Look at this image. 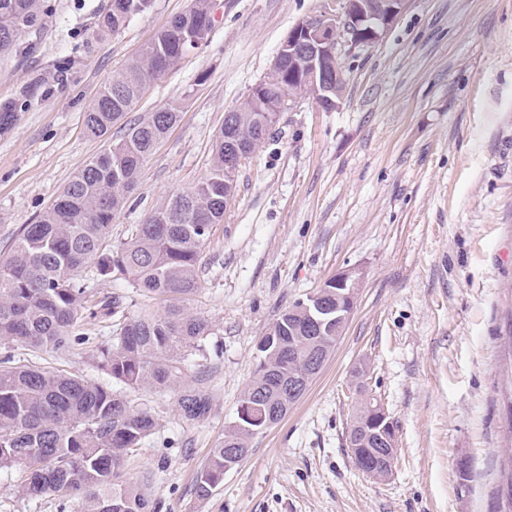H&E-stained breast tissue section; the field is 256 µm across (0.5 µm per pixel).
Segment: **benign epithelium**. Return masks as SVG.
Instances as JSON below:
<instances>
[{
    "instance_id": "7a95c632",
    "label": "benign epithelium",
    "mask_w": 512,
    "mask_h": 512,
    "mask_svg": "<svg viewBox=\"0 0 512 512\" xmlns=\"http://www.w3.org/2000/svg\"><path fill=\"white\" fill-rule=\"evenodd\" d=\"M406 3L407 0H345L343 17L324 13L292 28L283 40L271 68H277L285 54L290 60L302 59V65L310 69L307 78L318 84L317 104L326 112L333 111L341 104L345 84L341 69L327 71L331 58L337 55L338 28L355 33L351 43L356 46L374 43L393 23ZM364 277L365 272L361 268L351 267L323 283L325 288L331 284L338 288L336 310L324 306L313 310L307 302L300 304V310L314 312L311 320L317 326L323 324L324 318L333 313L336 314V323H348L356 307ZM364 403L369 413L358 412L353 415L347 433V447L353 450L373 443L380 448L378 457L381 464L365 467L363 472L373 479L386 481L393 474L396 459V429L393 420L378 400L366 398Z\"/></svg>"
}]
</instances>
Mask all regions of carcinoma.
<instances>
[{
    "mask_svg": "<svg viewBox=\"0 0 512 512\" xmlns=\"http://www.w3.org/2000/svg\"><path fill=\"white\" fill-rule=\"evenodd\" d=\"M141 0H110L99 20L114 31L141 14ZM40 0H0V53L18 52L22 37L41 26ZM212 0H192L112 76L85 113L88 136L107 147L87 163L33 224L18 230L13 246L0 253V342L21 343L32 352L62 353L86 340L87 320L105 319L112 339L96 348L97 368L130 389L179 393L187 421L210 410L206 374L188 375L181 351L211 335L208 320L183 308L131 315L127 296L100 299L83 276L89 266L97 279L126 280L136 291L160 298L185 299L199 288L202 250L214 225L224 220V157L247 159L269 134L265 113L250 100L227 113L215 137L207 174L185 191L164 199L130 238L112 246V223L138 185L144 162L177 123L180 109L169 105L134 122L128 114L145 84L173 67L190 34L213 28ZM45 78L34 76L15 97L0 102V135L17 123L20 112L39 98ZM264 97L275 101L293 91L311 95L298 72L283 64L261 80ZM120 126L122 134L112 139ZM253 377L240 398L237 418L199 467L195 492L209 497L239 462L230 449L250 446L260 429L272 424L278 408L291 407L288 384H311L305 359L322 342L305 318L283 311L263 337ZM155 428L150 411L102 384H92L63 369L41 366L5 351L0 357V471L24 465L18 488L26 497L50 493L77 497L81 512H154L145 492L149 477L135 485L124 479L129 453ZM496 496L497 512H512V447L507 451Z\"/></svg>",
    "mask_w": 512,
    "mask_h": 512,
    "instance_id": "1",
    "label": "carcinoma"
}]
</instances>
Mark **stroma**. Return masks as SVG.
I'll return each mask as SVG.
<instances>
[{
  "label": "stroma",
  "instance_id": "35a3bbf8",
  "mask_svg": "<svg viewBox=\"0 0 512 512\" xmlns=\"http://www.w3.org/2000/svg\"><path fill=\"white\" fill-rule=\"evenodd\" d=\"M110 0H43L32 52L0 57V101L67 59L65 85L0 136V252L34 223L105 147L82 129L112 74L191 0H155L119 30L98 34ZM344 0H213L208 42L150 80L134 116L174 102L183 112L143 164L112 241L209 167L224 114L268 72L284 38ZM347 82L339 109L310 98L284 110L236 175L235 198L214 225L187 301L208 319L210 411L186 423L173 392L131 390L155 429L130 453V481L150 475L158 512H495L511 396L502 337L512 309V0H408L367 46L338 39ZM350 266L366 271L334 352L286 417L205 499L195 477L235 421L279 314ZM87 344L38 363L110 384ZM366 363L357 384L352 370ZM388 411L398 436L388 481L371 479L346 447L361 393ZM470 461L460 478L457 462ZM18 469L0 472V512H78L77 498H26Z\"/></svg>",
  "mask_w": 512,
  "mask_h": 512
}]
</instances>
